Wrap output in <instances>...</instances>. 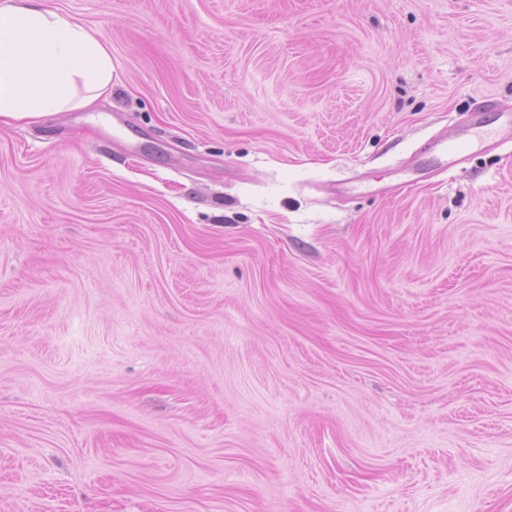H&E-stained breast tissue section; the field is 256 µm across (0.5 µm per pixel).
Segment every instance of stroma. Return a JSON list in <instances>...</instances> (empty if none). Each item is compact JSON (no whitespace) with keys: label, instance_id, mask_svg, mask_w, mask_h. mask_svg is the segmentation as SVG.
I'll return each instance as SVG.
<instances>
[{"label":"stroma","instance_id":"stroma-1","mask_svg":"<svg viewBox=\"0 0 512 512\" xmlns=\"http://www.w3.org/2000/svg\"><path fill=\"white\" fill-rule=\"evenodd\" d=\"M112 56L0 121V512H512V0H42ZM437 144L439 146L438 153L452 159L457 158L460 163L466 161L471 154V141L461 135L452 139L440 138L437 140Z\"/></svg>","mask_w":512,"mask_h":512}]
</instances>
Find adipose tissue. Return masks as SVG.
<instances>
[{"label": "adipose tissue", "instance_id": "1", "mask_svg": "<svg viewBox=\"0 0 512 512\" xmlns=\"http://www.w3.org/2000/svg\"><path fill=\"white\" fill-rule=\"evenodd\" d=\"M111 83L112 57L83 26L40 0H0V118L83 107Z\"/></svg>", "mask_w": 512, "mask_h": 512}]
</instances>
